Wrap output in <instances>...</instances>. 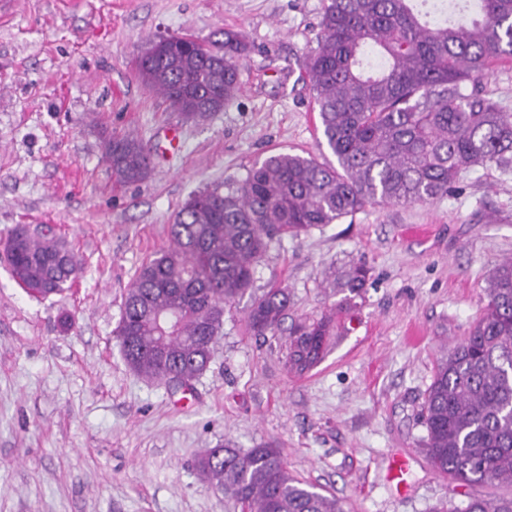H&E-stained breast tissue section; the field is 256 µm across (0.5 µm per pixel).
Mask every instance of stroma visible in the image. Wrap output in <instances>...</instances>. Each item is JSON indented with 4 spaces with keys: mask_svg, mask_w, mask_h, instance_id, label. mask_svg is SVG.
<instances>
[{
    "mask_svg": "<svg viewBox=\"0 0 512 512\" xmlns=\"http://www.w3.org/2000/svg\"><path fill=\"white\" fill-rule=\"evenodd\" d=\"M323 0H10L0 6V245L16 225L51 226L79 264L71 290L27 294L0 257V512H224L195 463L228 442L277 448L289 472L345 512H431L507 485L464 487L434 472L418 413L435 362L461 342L512 257V173L477 167L427 204L368 205L271 241L224 312L207 370L189 392L133 373L114 335L141 265L170 245L184 201L267 156L335 163L302 67ZM242 31L239 90L185 120L145 87L135 60L157 36ZM134 134L149 177L117 184L101 133ZM368 270L346 299L334 275ZM287 289L289 321L332 315L322 360L286 367L287 333L246 318ZM408 464L406 487L387 479Z\"/></svg>",
    "mask_w": 512,
    "mask_h": 512,
    "instance_id": "1",
    "label": "stroma"
}]
</instances>
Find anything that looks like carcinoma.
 I'll use <instances>...</instances> for the list:
<instances>
[{"label":"carcinoma","mask_w":512,"mask_h":512,"mask_svg":"<svg viewBox=\"0 0 512 512\" xmlns=\"http://www.w3.org/2000/svg\"><path fill=\"white\" fill-rule=\"evenodd\" d=\"M216 40L172 35L137 61L143 83L188 121L219 111L238 91L242 33ZM512 59V0H324L316 47L305 57L322 134L338 166L278 153L191 194L170 225L171 246L145 262L128 287L115 329L137 374L186 385L208 368L224 307L252 287L276 234L298 236L368 204H425L448 193L461 172L512 170V113L477 84ZM104 158L127 183L148 177L151 157L132 135L107 136ZM13 278L47 298L71 287L78 263L50 235L16 228L6 243ZM367 270L354 263L335 278L351 292ZM487 304L466 339L437 364L420 406L422 452L435 472L464 486H512V258L486 281ZM290 297L270 288L254 303L247 329L278 335ZM330 321L298 322L288 332V364L315 366ZM199 471L224 490L228 512H344L334 496L288 472L280 452L242 453L220 444ZM465 512H512L507 500L472 499Z\"/></svg>","instance_id":"1"}]
</instances>
